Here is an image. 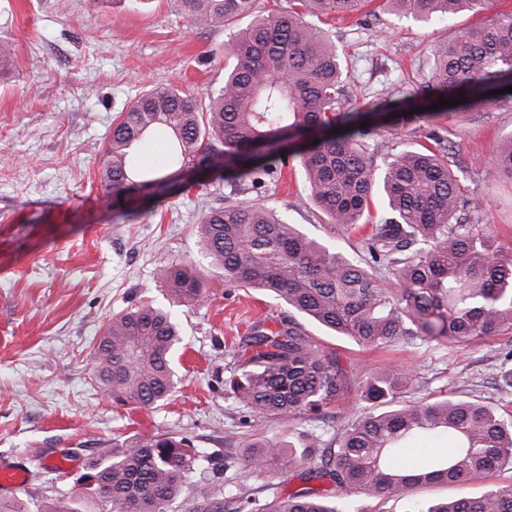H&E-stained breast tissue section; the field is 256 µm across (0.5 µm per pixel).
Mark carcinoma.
I'll list each match as a JSON object with an SVG mask.
<instances>
[{
	"mask_svg": "<svg viewBox=\"0 0 512 512\" xmlns=\"http://www.w3.org/2000/svg\"><path fill=\"white\" fill-rule=\"evenodd\" d=\"M375 0H289L268 10L260 0H177L195 29L230 28L224 84L207 99L174 86L143 91L113 122L99 168L112 198V219L137 215L134 193L170 195L187 169L218 170L235 190L279 178L289 159L302 170L306 200L323 221L346 232L371 226L361 251H332L264 204L228 202L207 210L197 232L224 283L251 288L288 308L251 325L225 380L243 428L273 416L324 421L330 406L357 389L367 405L349 413L329 439L313 427L294 442L258 434L247 462L261 471L284 462L300 486L264 504L235 494L236 512H365L370 499L401 501L405 512H512V487L477 496L420 501L414 490L465 488L493 472L512 471V414L506 407L441 397L411 400V371L388 368L355 387L342 365L307 332V320L360 347L385 349L418 338L468 344L512 330V258L498 253L465 209L448 149L418 143L374 164L360 112L340 110L343 69L336 46L306 17L351 16ZM388 11L423 23L446 20L484 0H386ZM427 104L454 99L457 111L512 93V14H497L436 45ZM445 109L393 113L392 125H432ZM162 138L158 166L138 164L141 146ZM495 173L512 181V140L494 153ZM382 217L373 221L371 202ZM172 299L192 306L205 294L201 273L183 262L160 271ZM183 338L172 315L151 304L112 317L91 359L92 378L112 399L140 409L174 391L175 353ZM421 452L412 468L402 450ZM211 456L165 434L136 436L97 449L85 474L100 485L36 512H84L86 497L106 512H167L184 488L195 512H224L220 491L192 474Z\"/></svg>",
	"mask_w": 512,
	"mask_h": 512,
	"instance_id": "1",
	"label": "carcinoma"
}]
</instances>
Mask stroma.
I'll return each instance as SVG.
<instances>
[{
  "label": "stroma",
  "instance_id": "1",
  "mask_svg": "<svg viewBox=\"0 0 512 512\" xmlns=\"http://www.w3.org/2000/svg\"><path fill=\"white\" fill-rule=\"evenodd\" d=\"M499 13L512 0H489L441 24L400 19L383 11L321 19L344 61L340 107L369 112L375 163L401 151L426 130L393 129L390 109L409 90L422 89L435 46ZM231 30L196 31L176 0H0V39L14 56L0 74V465L25 463L29 481L18 493L28 503L72 494L84 461L115 439L139 434L190 438L216 458L224 437L238 430L240 412L224 380L234 344L249 324L285 308L273 298L224 283L211 268L197 234L202 210L227 196L259 201L310 236L347 253L360 234L323 223L305 202L300 168L280 180L231 193L220 180L182 188L161 204L143 203L136 219L113 223L98 171L118 112L146 87L174 84L197 97L224 81ZM447 139L449 166L465 199L481 203L479 222L497 249L512 256V181L491 167L494 150L512 139V100L437 120ZM193 264L208 296L187 307L169 301L159 271ZM172 311L185 335L172 396L150 409L116 403L89 374V354L112 316L138 304ZM309 333L342 363L358 366V382L392 367L414 371L417 396L453 393L471 401L506 403L499 386L501 354L512 332L470 345L430 347L401 342L387 351ZM231 472L196 471L200 482L235 477L259 497L291 489L279 463L263 474L233 449Z\"/></svg>",
  "mask_w": 512,
  "mask_h": 512
}]
</instances>
